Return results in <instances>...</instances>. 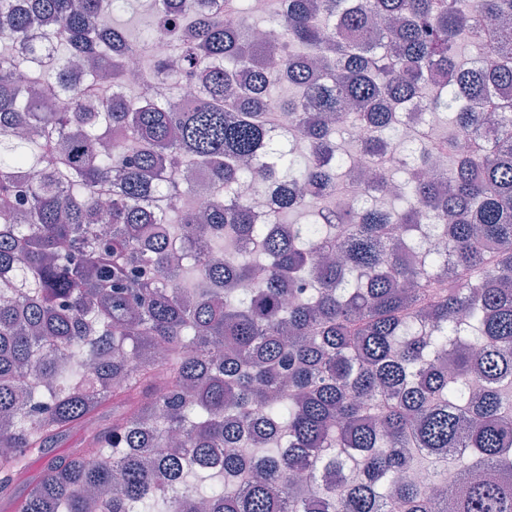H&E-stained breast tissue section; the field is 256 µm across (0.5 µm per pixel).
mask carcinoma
Returning <instances> with one entry per match:
<instances>
[{"label": "carcinoma", "instance_id": "carcinoma-1", "mask_svg": "<svg viewBox=\"0 0 512 512\" xmlns=\"http://www.w3.org/2000/svg\"><path fill=\"white\" fill-rule=\"evenodd\" d=\"M289 2L250 41L240 0H148L132 39L108 23L132 0H0L11 512H512V99L496 97L512 0ZM463 41L487 62L463 61ZM177 75L186 108L167 96ZM417 98L448 116L444 137L403 133ZM280 105L309 153L274 136ZM352 106L354 153L329 121ZM385 150L404 157L383 176L398 191L341 207L336 182ZM185 165L224 190L202 218L181 204ZM256 176L292 185L266 224L231 198ZM429 220L446 265L418 238ZM444 449L453 476L432 479L449 497L396 481ZM196 469L220 483L193 490Z\"/></svg>", "mask_w": 512, "mask_h": 512}]
</instances>
